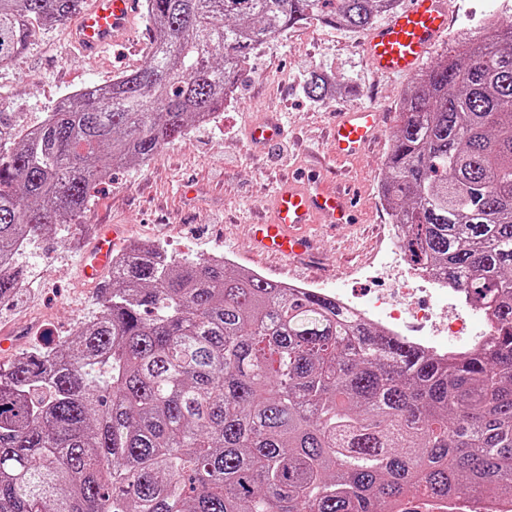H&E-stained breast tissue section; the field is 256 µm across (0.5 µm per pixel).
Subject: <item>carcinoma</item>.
I'll return each mask as SVG.
<instances>
[{
  "instance_id": "carcinoma-1",
  "label": "carcinoma",
  "mask_w": 512,
  "mask_h": 512,
  "mask_svg": "<svg viewBox=\"0 0 512 512\" xmlns=\"http://www.w3.org/2000/svg\"><path fill=\"white\" fill-rule=\"evenodd\" d=\"M399 0H146L144 64L0 143V301L15 256L224 106L258 45L309 20L358 31ZM84 0H0V65ZM306 90L341 93L320 70ZM380 193L402 247L488 311L446 357L327 295L133 243L101 310L0 367V512H392L512 497V23L418 74Z\"/></svg>"
}]
</instances>
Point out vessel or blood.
Segmentation results:
<instances>
[{
    "instance_id": "1",
    "label": "vessel or blood",
    "mask_w": 512,
    "mask_h": 512,
    "mask_svg": "<svg viewBox=\"0 0 512 512\" xmlns=\"http://www.w3.org/2000/svg\"><path fill=\"white\" fill-rule=\"evenodd\" d=\"M140 12V0H87L71 42L86 59L125 44ZM448 34L447 0H408L406 8L372 28L362 45L371 68L381 74L409 75L428 56L432 47ZM381 113L375 106L344 109L333 128L337 159L353 160L378 136ZM284 129L273 117H264L249 129L248 142L260 149L279 142ZM271 218L257 225L255 242L261 251L294 258L310 250L308 226L325 222L346 224L351 217L347 198L335 189H311L298 179L280 189L270 202ZM117 234L108 224L98 225L80 263L83 279L96 281L112 264Z\"/></svg>"
}]
</instances>
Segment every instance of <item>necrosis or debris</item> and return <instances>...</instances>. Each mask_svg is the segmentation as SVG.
<instances>
[{"mask_svg":"<svg viewBox=\"0 0 512 512\" xmlns=\"http://www.w3.org/2000/svg\"><path fill=\"white\" fill-rule=\"evenodd\" d=\"M335 297L356 317L434 355L451 354L460 339L478 348L494 332L493 323L465 292L418 267L409 268L396 295L339 291Z\"/></svg>","mask_w":512,"mask_h":512,"instance_id":"4bbe7bcc","label":"necrosis or debris"}]
</instances>
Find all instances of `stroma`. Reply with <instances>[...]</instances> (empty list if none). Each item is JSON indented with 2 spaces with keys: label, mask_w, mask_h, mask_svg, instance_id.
Listing matches in <instances>:
<instances>
[{
  "label": "stroma",
  "mask_w": 512,
  "mask_h": 512,
  "mask_svg": "<svg viewBox=\"0 0 512 512\" xmlns=\"http://www.w3.org/2000/svg\"><path fill=\"white\" fill-rule=\"evenodd\" d=\"M451 25L432 59L476 39L487 15L512 19V0H448ZM71 23L37 30L28 47L0 67V103L17 127L42 122L65 95L90 83H107L139 68L150 46L147 16H139L134 37L138 51L113 48L95 59L82 58L70 42ZM364 32L319 21L299 24L258 46L243 79L214 119L192 126L188 135L162 147L144 165L113 171L100 183L68 236L49 233L23 249L28 288L0 302V334L16 349L62 340L75 323L99 312L98 285L83 280L77 261L97 224H119L118 247L134 241L162 243L176 257L221 255L231 264L281 282H307L347 292L389 290L361 276L376 256L403 268L402 250H383L388 222L379 194L383 163L400 124V101L411 77L374 74L361 51ZM319 68L346 85L336 99L319 102L304 91L309 70ZM377 104L385 114L382 140L359 161L341 165L331 157L329 133L344 107ZM276 115L286 130L281 144L251 148L247 131L255 120ZM318 171L324 181L348 178L355 188L356 217L336 229L318 224V265L259 258L249 224L267 219V204L292 174Z\"/></svg>",
  "instance_id": "1"
}]
</instances>
